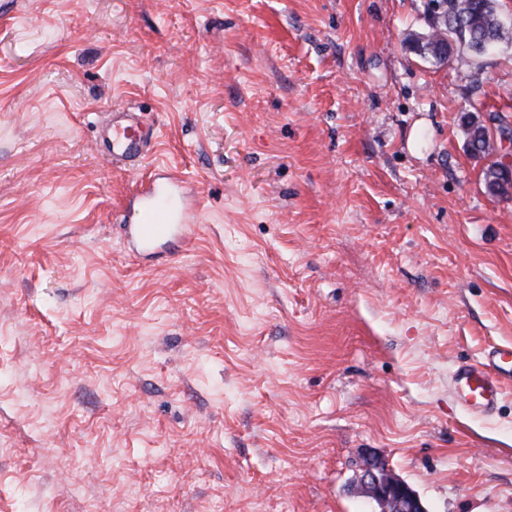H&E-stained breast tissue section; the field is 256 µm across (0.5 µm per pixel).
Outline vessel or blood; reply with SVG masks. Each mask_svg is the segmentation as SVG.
I'll list each match as a JSON object with an SVG mask.
<instances>
[{"instance_id":"1","label":"vessel or blood","mask_w":512,"mask_h":512,"mask_svg":"<svg viewBox=\"0 0 512 512\" xmlns=\"http://www.w3.org/2000/svg\"><path fill=\"white\" fill-rule=\"evenodd\" d=\"M157 134L137 113L116 112L106 135L97 141L100 154L113 164H133L145 157ZM183 186L173 176L151 177L136 193L137 205L123 214L127 241L147 250L175 231H187L190 214ZM512 385V343L492 346L482 360L460 366L453 376L455 401L469 410L486 414L497 405L506 386Z\"/></svg>"}]
</instances>
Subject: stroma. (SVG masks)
I'll return each mask as SVG.
<instances>
[{
	"label": "stroma",
	"instance_id": "obj_1",
	"mask_svg": "<svg viewBox=\"0 0 512 512\" xmlns=\"http://www.w3.org/2000/svg\"><path fill=\"white\" fill-rule=\"evenodd\" d=\"M428 0H0V512H512V200L461 118L512 124V47L409 50ZM480 69L468 94L461 72ZM144 113L134 166L96 123ZM196 192L141 255L148 174ZM512 384V343L494 345L482 360L460 366L453 376V396L463 406L486 414ZM355 487L376 504L377 512H428L419 495L378 457H363Z\"/></svg>",
	"mask_w": 512,
	"mask_h": 512
}]
</instances>
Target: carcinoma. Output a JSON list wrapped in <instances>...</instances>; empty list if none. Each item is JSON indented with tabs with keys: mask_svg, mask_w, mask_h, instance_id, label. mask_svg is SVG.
Returning <instances> with one entry per match:
<instances>
[{
	"mask_svg": "<svg viewBox=\"0 0 512 512\" xmlns=\"http://www.w3.org/2000/svg\"><path fill=\"white\" fill-rule=\"evenodd\" d=\"M499 0H429L427 5L428 31L407 37L408 46L422 57H432L440 63L449 60L453 45L465 47L472 56L481 57L500 45H512V28L505 25ZM465 146L474 157L493 155V135L475 114L463 116ZM488 194L500 199L512 198V181L497 161L483 171Z\"/></svg>",
	"mask_w": 512,
	"mask_h": 512,
	"instance_id": "1",
	"label": "carcinoma"
}]
</instances>
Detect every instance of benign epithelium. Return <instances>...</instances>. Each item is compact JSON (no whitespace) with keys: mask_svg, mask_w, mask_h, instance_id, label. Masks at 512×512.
Masks as SVG:
<instances>
[{"mask_svg":"<svg viewBox=\"0 0 512 512\" xmlns=\"http://www.w3.org/2000/svg\"><path fill=\"white\" fill-rule=\"evenodd\" d=\"M497 147L495 158L500 167L512 171V138L502 136ZM355 487L358 494L376 504L378 512H428L419 495L378 457H363Z\"/></svg>","mask_w":512,"mask_h":512,"instance_id":"benign-epithelium-1","label":"benign epithelium"}]
</instances>
